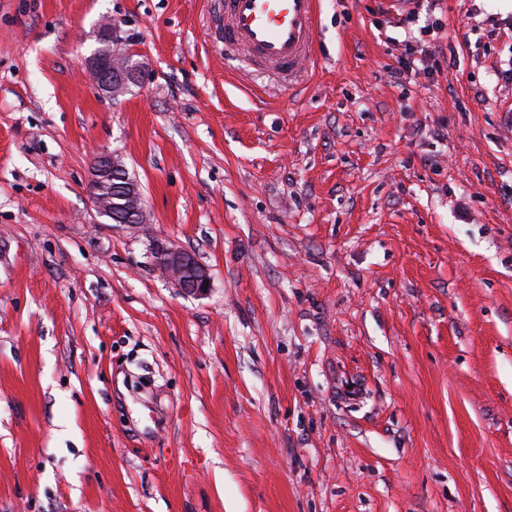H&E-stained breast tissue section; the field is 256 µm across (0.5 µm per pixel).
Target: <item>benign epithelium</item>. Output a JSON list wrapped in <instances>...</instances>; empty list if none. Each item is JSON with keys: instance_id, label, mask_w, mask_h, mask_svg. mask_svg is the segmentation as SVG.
Masks as SVG:
<instances>
[{"instance_id": "obj_1", "label": "benign epithelium", "mask_w": 512, "mask_h": 512, "mask_svg": "<svg viewBox=\"0 0 512 512\" xmlns=\"http://www.w3.org/2000/svg\"><path fill=\"white\" fill-rule=\"evenodd\" d=\"M119 21L108 19L100 33L101 46L84 60V67L96 89L114 97L124 92L129 85L139 81L143 65L131 63L133 54L118 47ZM124 170V166L114 156L101 153L92 167L89 179V196L97 214L112 221V203L110 184L112 177ZM125 199L129 202L132 220L143 223V197L138 184L134 181L125 186ZM157 268L162 275L186 294L204 296L206 287L211 284L209 270L195 255L185 249L158 245L155 248Z\"/></svg>"}]
</instances>
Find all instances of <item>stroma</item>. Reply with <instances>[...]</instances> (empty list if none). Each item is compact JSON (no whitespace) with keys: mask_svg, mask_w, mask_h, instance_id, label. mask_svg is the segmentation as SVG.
<instances>
[{"mask_svg":"<svg viewBox=\"0 0 512 512\" xmlns=\"http://www.w3.org/2000/svg\"><path fill=\"white\" fill-rule=\"evenodd\" d=\"M212 10L0 0V512H512V0H321L294 90ZM119 21L108 19L100 33L101 46L84 60V67L96 89L114 97L124 92L130 84L141 78L143 65L131 64L134 54L129 49L118 48ZM125 170L124 166L114 156L108 153H100L98 161L92 167L91 177L89 179L88 187L90 188L89 196L91 202L100 217L105 218L108 224H126V200L129 202V211L136 223H143V197L138 184L135 181H129L125 186V199L124 193L114 192L112 190V197L109 195L111 192L110 184L112 182V175H119L118 171ZM95 187V189H94ZM112 199V203L110 200ZM155 261L162 275L186 294L204 296L210 289L209 270L185 249L157 245ZM207 286V289H204Z\"/></svg>","mask_w":512,"mask_h":512,"instance_id":"obj_1","label":"stroma"}]
</instances>
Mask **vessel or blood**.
Instances as JSON below:
<instances>
[{"label":"vessel or blood","mask_w":512,"mask_h":512,"mask_svg":"<svg viewBox=\"0 0 512 512\" xmlns=\"http://www.w3.org/2000/svg\"><path fill=\"white\" fill-rule=\"evenodd\" d=\"M219 38L246 51L256 67L292 82L314 59L318 0H217Z\"/></svg>","instance_id":"vessel-or-blood-1"}]
</instances>
